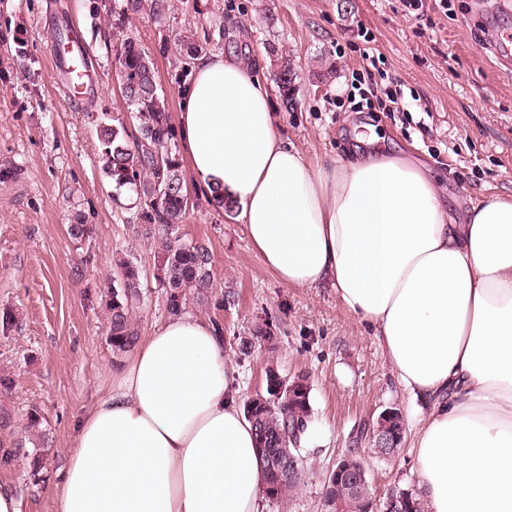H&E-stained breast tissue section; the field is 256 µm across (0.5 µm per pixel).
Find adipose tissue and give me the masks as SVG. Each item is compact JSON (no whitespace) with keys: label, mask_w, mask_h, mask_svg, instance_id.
Masks as SVG:
<instances>
[{"label":"adipose tissue","mask_w":512,"mask_h":512,"mask_svg":"<svg viewBox=\"0 0 512 512\" xmlns=\"http://www.w3.org/2000/svg\"><path fill=\"white\" fill-rule=\"evenodd\" d=\"M237 58L196 59L181 143L262 264L291 288L329 284L400 383L433 400L413 441L429 512H512V196L453 223L403 158L312 164L277 131L267 86ZM82 417L60 512H260L254 429L211 322L169 318Z\"/></svg>","instance_id":"1"}]
</instances>
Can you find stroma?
Returning a JSON list of instances; mask_svg holds the SVG:
<instances>
[{
  "instance_id": "35a3bbf8",
  "label": "stroma",
  "mask_w": 512,
  "mask_h": 512,
  "mask_svg": "<svg viewBox=\"0 0 512 512\" xmlns=\"http://www.w3.org/2000/svg\"><path fill=\"white\" fill-rule=\"evenodd\" d=\"M496 2L448 0L443 10L427 0L415 19L401 0H169L162 19L142 12L125 26L153 55L170 114L180 111L179 91L192 75L159 45L186 35L204 54L258 63L281 138L311 162L366 155L371 148L356 133L383 136L386 152L430 172L459 222L478 196L512 195V62L491 52L512 33V11ZM63 16L99 68L97 97L80 104L62 90L51 56ZM113 42L112 15L99 0H0V311L16 316L15 326L0 328V376L12 381L0 390V484L14 489L20 512H58L75 426L108 395L124 360L109 345L102 295L115 255L132 258L142 274L131 313L138 338L169 317L154 276L158 245L137 236L135 196L114 203L102 171L97 117H130ZM373 55L384 73L363 88L379 96L394 83L399 111L337 106ZM286 62L288 109L272 84ZM188 190L194 205L181 233L208 244L216 286L207 301L187 296L184 312L222 328L239 405L264 392L271 367L310 386L304 478L286 499H262L261 512H324L325 476L351 452L377 504L395 490L418 491L412 442L429 403L400 384L371 328L343 310L335 288L286 287L253 252L236 214L196 185ZM76 210L92 226L80 244L67 234ZM35 408L36 426L28 418ZM389 408L401 412L404 432L398 450L383 457L368 428Z\"/></svg>"
}]
</instances>
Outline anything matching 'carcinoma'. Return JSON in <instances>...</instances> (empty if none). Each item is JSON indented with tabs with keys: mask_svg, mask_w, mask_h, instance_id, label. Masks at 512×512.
<instances>
[{
	"mask_svg": "<svg viewBox=\"0 0 512 512\" xmlns=\"http://www.w3.org/2000/svg\"><path fill=\"white\" fill-rule=\"evenodd\" d=\"M167 0H113L112 21L119 38L113 45L114 66L122 97L131 109L135 130L128 129L119 117L97 119L96 132L102 146V170L115 184V190L126 188L138 200L134 223L138 233L158 244L156 280L166 295L170 315H180L187 293L194 291L201 301L208 299L215 286L212 257L208 246L188 242L180 234L188 209V190L182 166L173 153L174 137L168 104L161 94L154 57L124 33L128 16L148 11L154 17L166 13ZM182 57V64L201 51L194 43L175 39L160 47ZM293 74L285 66L275 74V81L284 106L292 101ZM67 234L75 243H82L92 234L91 226L79 212H74L67 225ZM112 286L107 288L111 317L108 339L112 352L128 351L137 336L131 327L132 302L139 297L140 273L128 257L113 261ZM307 414L310 402L297 406H273L263 413V422L255 423L258 443L274 453L279 448L300 446L302 436L288 434V423L297 420L296 410Z\"/></svg>",
	"mask_w": 512,
	"mask_h": 512,
	"instance_id": "obj_1",
	"label": "carcinoma"
}]
</instances>
